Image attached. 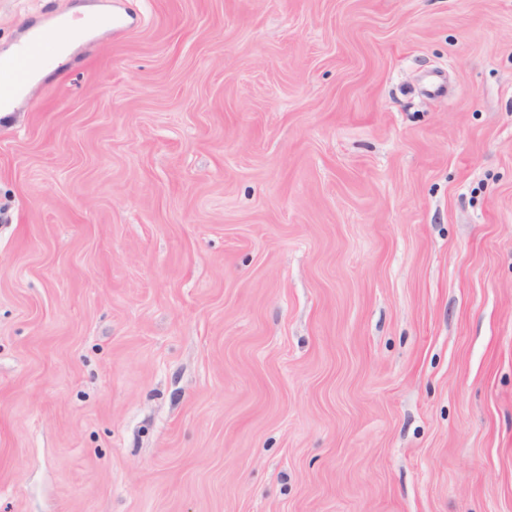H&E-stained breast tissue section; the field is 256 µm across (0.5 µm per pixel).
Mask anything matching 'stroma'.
I'll return each mask as SVG.
<instances>
[{"instance_id": "1", "label": "stroma", "mask_w": 512, "mask_h": 512, "mask_svg": "<svg viewBox=\"0 0 512 512\" xmlns=\"http://www.w3.org/2000/svg\"><path fill=\"white\" fill-rule=\"evenodd\" d=\"M102 6L0 115V512H512V0Z\"/></svg>"}]
</instances>
